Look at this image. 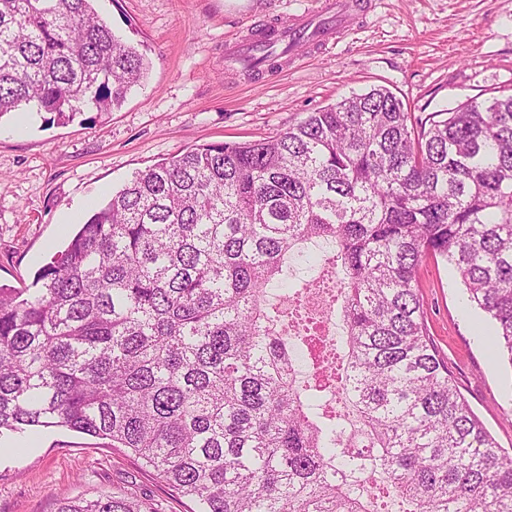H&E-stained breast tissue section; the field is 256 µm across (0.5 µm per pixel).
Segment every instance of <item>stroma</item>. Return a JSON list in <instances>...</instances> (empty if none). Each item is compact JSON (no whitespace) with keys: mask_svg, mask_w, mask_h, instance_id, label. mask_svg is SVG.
I'll return each mask as SVG.
<instances>
[{"mask_svg":"<svg viewBox=\"0 0 512 512\" xmlns=\"http://www.w3.org/2000/svg\"><path fill=\"white\" fill-rule=\"evenodd\" d=\"M352 27L294 63L232 70L224 51L288 25L313 0H97L114 33L148 46L151 69L123 106L63 123L0 118V285L30 287L79 224L132 175L184 150L276 136L308 112L383 86L415 116L512 92V0H366ZM430 338L459 391L512 449V368L467 303L458 273L417 268ZM199 512L127 449L64 428L0 438V512H57L98 495Z\"/></svg>","mask_w":512,"mask_h":512,"instance_id":"1","label":"stroma"}]
</instances>
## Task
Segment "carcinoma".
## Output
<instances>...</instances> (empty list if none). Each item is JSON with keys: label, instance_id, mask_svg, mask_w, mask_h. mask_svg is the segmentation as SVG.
I'll list each match as a JSON object with an SVG mask.
<instances>
[{"label": "carcinoma", "instance_id": "cac0c4a2", "mask_svg": "<svg viewBox=\"0 0 512 512\" xmlns=\"http://www.w3.org/2000/svg\"><path fill=\"white\" fill-rule=\"evenodd\" d=\"M95 0H0V118L111 112L148 75ZM257 49L248 69L274 66ZM329 252L344 354L336 398L288 341ZM460 275L512 369V94L412 117L379 87L270 139L203 145L134 172L35 277L0 286V435L66 428L126 448L200 512H512V451L430 340L416 270ZM59 512H157L73 500Z\"/></svg>", "mask_w": 512, "mask_h": 512}]
</instances>
